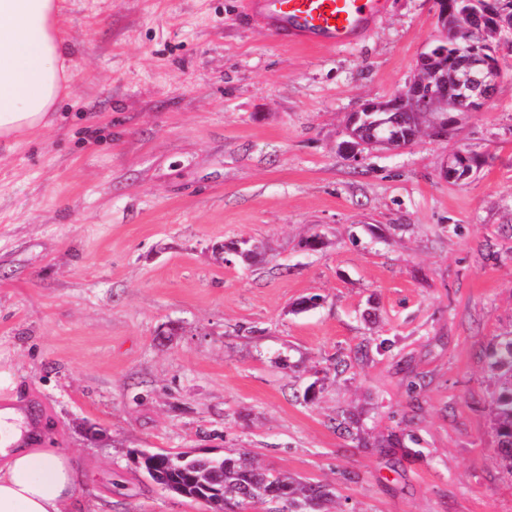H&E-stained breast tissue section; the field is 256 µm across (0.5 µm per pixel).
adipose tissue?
I'll use <instances>...</instances> for the list:
<instances>
[{"label": "adipose tissue", "mask_w": 512, "mask_h": 512, "mask_svg": "<svg viewBox=\"0 0 512 512\" xmlns=\"http://www.w3.org/2000/svg\"><path fill=\"white\" fill-rule=\"evenodd\" d=\"M70 54L62 0H0V142L51 124ZM81 484L64 449L0 452V512H87Z\"/></svg>", "instance_id": "obj_1"}]
</instances>
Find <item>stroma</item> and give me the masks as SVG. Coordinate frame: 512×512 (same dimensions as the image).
I'll list each match as a JSON object with an SVG mask.
<instances>
[{
  "instance_id": "stroma-1",
  "label": "stroma",
  "mask_w": 512,
  "mask_h": 512,
  "mask_svg": "<svg viewBox=\"0 0 512 512\" xmlns=\"http://www.w3.org/2000/svg\"><path fill=\"white\" fill-rule=\"evenodd\" d=\"M241 2L66 0L70 89L0 146V368L92 512H211L141 453L243 450L338 512H512L491 358L512 332V33L485 106L353 163L348 118L407 87L431 0L337 47ZM458 151L483 163L454 182ZM244 238L249 262L216 261Z\"/></svg>"
}]
</instances>
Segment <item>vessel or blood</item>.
Here are the masks:
<instances>
[{"label":"vessel or blood","instance_id":"b4317fda","mask_svg":"<svg viewBox=\"0 0 512 512\" xmlns=\"http://www.w3.org/2000/svg\"><path fill=\"white\" fill-rule=\"evenodd\" d=\"M387 0H246L252 17L292 43L345 46L367 33Z\"/></svg>","mask_w":512,"mask_h":512}]
</instances>
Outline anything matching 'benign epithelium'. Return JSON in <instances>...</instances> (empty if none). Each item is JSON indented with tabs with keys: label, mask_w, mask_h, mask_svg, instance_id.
<instances>
[{
	"label": "benign epithelium",
	"mask_w": 512,
	"mask_h": 512,
	"mask_svg": "<svg viewBox=\"0 0 512 512\" xmlns=\"http://www.w3.org/2000/svg\"><path fill=\"white\" fill-rule=\"evenodd\" d=\"M434 21L442 31L439 41L451 45V60H445L444 50L427 51L420 62L442 65L449 69L448 76L438 83L426 85L420 80L412 81L406 89L395 95L404 116L414 117L420 113L439 111L433 120V131L446 132L454 127L455 114L475 112L489 101L495 90L497 68L495 63L479 52L475 42L480 31L498 32L512 28V3L509 0H475L474 8L460 14L453 25H448V15L453 11L451 0H433ZM350 141L345 143L346 158L354 162L361 157L366 144L353 132H348ZM457 154L447 163L444 176L449 181H461L469 176L462 172Z\"/></svg>",
	"instance_id": "7a95c632"
}]
</instances>
